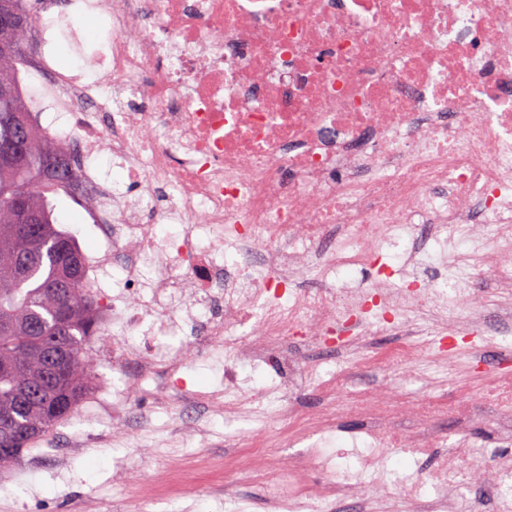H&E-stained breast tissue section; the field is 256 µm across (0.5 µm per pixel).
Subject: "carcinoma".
I'll return each instance as SVG.
<instances>
[{"label": "carcinoma", "mask_w": 512, "mask_h": 512, "mask_svg": "<svg viewBox=\"0 0 512 512\" xmlns=\"http://www.w3.org/2000/svg\"><path fill=\"white\" fill-rule=\"evenodd\" d=\"M26 18L4 40L15 52L0 53V143L14 123L28 119L21 93L11 74L14 60L25 56L34 22L28 0H0ZM26 162L0 158V466L12 464L67 418L82 402L96 369L87 356V340L96 331L97 305L83 286V257L73 238L59 229L47 209L45 193L55 173L38 169L46 153L65 159L67 147L34 137L27 127ZM40 218L37 232H28L17 200ZM68 308L60 326L56 317ZM61 349L68 382L57 389L33 391L47 369L45 350Z\"/></svg>", "instance_id": "1"}]
</instances>
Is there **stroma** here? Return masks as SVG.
<instances>
[{"instance_id": "obj_1", "label": "stroma", "mask_w": 512, "mask_h": 512, "mask_svg": "<svg viewBox=\"0 0 512 512\" xmlns=\"http://www.w3.org/2000/svg\"><path fill=\"white\" fill-rule=\"evenodd\" d=\"M55 217L60 228L79 237L85 252L99 251L101 241L81 208L69 199H56ZM447 349L446 362H436L425 354L409 364L388 366L383 375L404 376L408 396L424 402L436 401L442 395L425 385L428 377L446 381L448 393L484 397V404L470 414V432L475 439L486 440L487 423L494 411L487 398L490 383L498 373L512 376V358L504 351L485 347L476 332L449 337ZM90 353L100 381L111 377L112 357L101 341L92 342ZM236 369L264 402L250 416L232 422L220 412H211L205 424L207 442L202 448L187 436L173 410L151 399L115 422L96 419L92 404L105 394L100 381L93 384L88 401L55 425L52 433L80 440L103 433L120 437L121 445L76 449L64 461L49 459L37 468L29 467L26 459L17 460L11 468L0 470V512H111L116 499L128 512H224V491L235 476L229 462L240 449L259 446L274 457L303 449L300 440L288 437V420L278 403L264 398L274 386V374L246 359L238 360ZM335 416L336 439L324 453L332 457L336 470L342 471L355 464L349 438L361 434L364 421L340 409ZM384 456L391 500H398L408 481L430 489L436 453L414 457L402 449L388 448ZM117 458L124 459L127 466L122 484L116 481L113 470Z\"/></svg>"}]
</instances>
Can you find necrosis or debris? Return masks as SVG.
Returning a JSON list of instances; mask_svg holds the SVG:
<instances>
[{
  "label": "necrosis or debris",
  "mask_w": 512,
  "mask_h": 512,
  "mask_svg": "<svg viewBox=\"0 0 512 512\" xmlns=\"http://www.w3.org/2000/svg\"><path fill=\"white\" fill-rule=\"evenodd\" d=\"M54 5L37 0V50L17 79L37 138L70 148L52 195L90 201L105 243L85 259L113 332L100 418L124 416L154 379L171 406L194 409L190 434L213 409L245 417L256 398L239 376L187 388L199 345L269 366L289 421L332 436L335 418L301 403L314 373L301 348L343 328L337 352L365 371L414 360L424 327L464 333L489 306L512 321V0H66L109 33L82 73L58 60ZM102 158L123 184L102 175ZM161 224L183 230L163 237ZM389 252L397 267L337 284ZM110 267L122 279L108 292L98 274ZM428 268L438 276L426 282ZM483 278L492 296L477 295ZM373 309L400 336L383 351L361 327ZM355 409L365 470L382 472V449L423 455L443 438L435 410L395 386L356 391ZM399 412L419 430L401 433ZM490 428L502 448L457 428L432 494L402 493L409 512H462L480 472L512 512V386ZM329 467L317 453L255 458L240 479L261 484L264 512H376L356 474L309 484Z\"/></svg>",
  "instance_id": "necrosis-or-debris-1"
}]
</instances>
